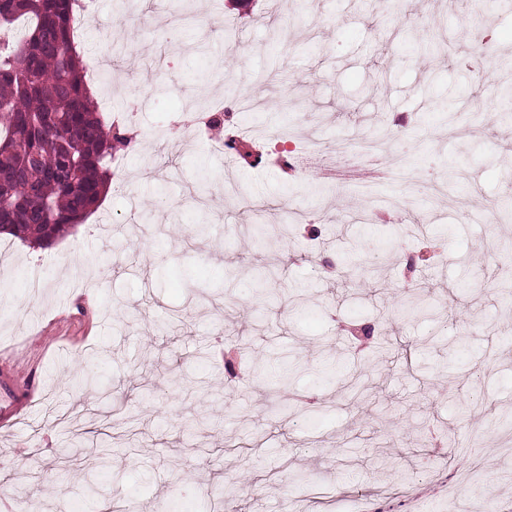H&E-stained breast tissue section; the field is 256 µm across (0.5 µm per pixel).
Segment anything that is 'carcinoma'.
Here are the masks:
<instances>
[{
	"label": "carcinoma",
	"instance_id": "obj_1",
	"mask_svg": "<svg viewBox=\"0 0 512 512\" xmlns=\"http://www.w3.org/2000/svg\"><path fill=\"white\" fill-rule=\"evenodd\" d=\"M80 0H0V233L51 242L85 222L112 178L127 129L92 101L73 26ZM110 454L82 477L99 493Z\"/></svg>",
	"mask_w": 512,
	"mask_h": 512
}]
</instances>
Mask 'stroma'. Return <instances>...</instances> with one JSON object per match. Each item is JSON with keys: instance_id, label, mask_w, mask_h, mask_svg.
I'll use <instances>...</instances> for the list:
<instances>
[{"instance_id": "stroma-1", "label": "stroma", "mask_w": 512, "mask_h": 512, "mask_svg": "<svg viewBox=\"0 0 512 512\" xmlns=\"http://www.w3.org/2000/svg\"><path fill=\"white\" fill-rule=\"evenodd\" d=\"M288 3L139 0L125 17L95 0L78 48L109 63L96 100L141 123L73 233L43 249L0 236V512H356L379 490L382 512H512V222L487 216L512 212V0ZM192 98L334 152L378 140L395 178L239 155L226 171L180 134ZM432 237L445 263L408 265ZM423 277L429 308L406 314ZM239 344L299 372L285 388L228 373ZM92 365L110 398L72 387ZM105 451L112 479L86 500L63 462L91 470Z\"/></svg>"}]
</instances>
